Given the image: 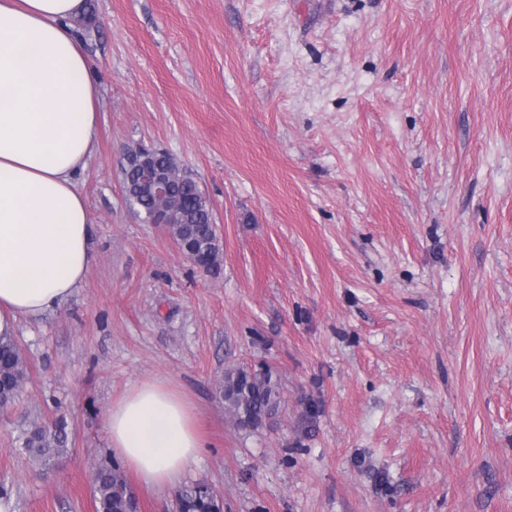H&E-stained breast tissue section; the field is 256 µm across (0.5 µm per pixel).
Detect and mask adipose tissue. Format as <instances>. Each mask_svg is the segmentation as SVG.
Returning <instances> with one entry per match:
<instances>
[{"instance_id":"1","label":"adipose tissue","mask_w":512,"mask_h":512,"mask_svg":"<svg viewBox=\"0 0 512 512\" xmlns=\"http://www.w3.org/2000/svg\"><path fill=\"white\" fill-rule=\"evenodd\" d=\"M86 0H0V337L59 307L94 263L76 178L99 124L93 67L71 22ZM112 450L138 481L173 486L204 441L187 400L145 381L113 403Z\"/></svg>"}]
</instances>
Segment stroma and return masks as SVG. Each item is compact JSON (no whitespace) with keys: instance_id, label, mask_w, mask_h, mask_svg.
Returning a JSON list of instances; mask_svg holds the SVG:
<instances>
[{"instance_id":"stroma-1","label":"stroma","mask_w":512,"mask_h":512,"mask_svg":"<svg viewBox=\"0 0 512 512\" xmlns=\"http://www.w3.org/2000/svg\"><path fill=\"white\" fill-rule=\"evenodd\" d=\"M93 2L95 262L14 336L12 512H94L106 415L155 378L207 441L180 484L224 512H512V0ZM129 147L196 180L218 271L127 205ZM234 367L279 380L259 428L224 408ZM56 420L47 470L19 436Z\"/></svg>"}]
</instances>
